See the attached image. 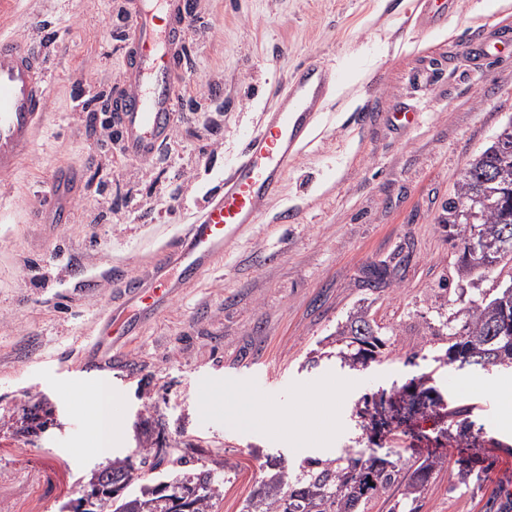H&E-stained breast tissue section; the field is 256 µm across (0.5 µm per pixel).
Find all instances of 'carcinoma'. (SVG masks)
I'll list each match as a JSON object with an SVG mask.
<instances>
[{
  "mask_svg": "<svg viewBox=\"0 0 512 512\" xmlns=\"http://www.w3.org/2000/svg\"><path fill=\"white\" fill-rule=\"evenodd\" d=\"M507 186H512V153L492 144L471 159L469 171L459 174L454 197L446 206L443 223L452 247L464 250L477 231L492 244L493 253L512 262V203L503 196ZM506 312L512 314V288H492L472 301L463 313L462 335L448 333L446 363L483 372L499 366L512 368V335L499 330ZM332 337L340 365L351 370L366 368L385 346L378 327L362 308L338 323ZM433 390V386L422 387L423 399L414 407L413 417L440 416L456 426L459 436L471 434L474 422L464 418L467 410L451 406L442 394L432 397ZM138 456L137 462L128 456L117 457L101 472L104 494L112 496L113 512H212L214 501L223 494V481L206 472L194 480L143 485L139 492L123 495L121 491L141 479L139 467L149 457L181 461L169 448H140ZM284 462L280 455L266 456L269 474L252 491L244 512H361L376 493L398 482L394 462L372 454L363 460L346 450L333 458H306L292 469ZM444 464L445 459L439 457L414 461V469L400 484L401 499L393 510L405 512L408 504L421 497L433 471Z\"/></svg>",
  "mask_w": 512,
  "mask_h": 512,
  "instance_id": "1",
  "label": "carcinoma"
}]
</instances>
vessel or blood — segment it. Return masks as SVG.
I'll use <instances>...</instances> for the list:
<instances>
[{"mask_svg":"<svg viewBox=\"0 0 512 512\" xmlns=\"http://www.w3.org/2000/svg\"><path fill=\"white\" fill-rule=\"evenodd\" d=\"M453 10V0H417L414 23L424 31L443 26ZM186 16V0H135L128 15L123 76L113 99L118 144L130 159H150L173 127ZM49 83L41 44L0 36V177L20 165L34 142L46 115ZM335 86V68L321 60L295 71L275 108L263 113L259 129L246 138L223 182L206 197L164 262L147 279L126 280L127 303L112 309L103 321L94 350L81 360V379L94 380L109 370L112 338L133 335L172 289L188 287L214 269L226 246L281 196L288 165L310 142ZM75 181L72 171L59 170L45 195L55 223L72 219L62 195Z\"/></svg>","mask_w":512,"mask_h":512,"instance_id":"obj_1","label":"vessel or blood"}]
</instances>
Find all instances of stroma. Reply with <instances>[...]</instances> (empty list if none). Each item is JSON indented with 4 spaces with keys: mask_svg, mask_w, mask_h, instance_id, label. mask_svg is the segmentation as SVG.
I'll list each match as a JSON object with an SVG mask.
<instances>
[{
    "mask_svg": "<svg viewBox=\"0 0 512 512\" xmlns=\"http://www.w3.org/2000/svg\"><path fill=\"white\" fill-rule=\"evenodd\" d=\"M127 0H0V33L41 42L52 77L43 129L18 170L0 179V512H59L90 493L95 472L136 448L179 449L180 478L224 480L212 512H242L267 454L287 465L370 444L355 418L364 396L428 376L470 410L484 437L512 455V373L441 363L442 323L495 286L459 281L441 220L458 175L512 118V6L487 14L456 0L444 31L412 23L416 0H188L181 102L167 145L146 161L122 155L102 125L122 69ZM494 60L472 68L465 43ZM318 58L339 83L313 141L292 160L282 195L225 251L215 269L174 289L136 335L114 340L107 373L122 435L110 457L92 438L96 390L68 386L78 352L119 300L123 280L147 278L162 247L192 223L221 184L243 136L291 72ZM442 69L419 95L410 72ZM417 116L399 133L386 116L402 99ZM79 181L73 219L50 223L41 193L57 171ZM294 220L279 223L283 211ZM386 269L382 284L371 270ZM367 310L385 342L364 370L340 367L328 336ZM263 372L262 399L241 384ZM310 423L308 440L273 432L263 409ZM440 421L385 445L402 460L441 448L415 512H498L512 505L506 457L439 440ZM474 471L458 484L461 467Z\"/></svg>",
    "mask_w": 512,
    "mask_h": 512,
    "instance_id": "obj_1",
    "label": "stroma"
}]
</instances>
